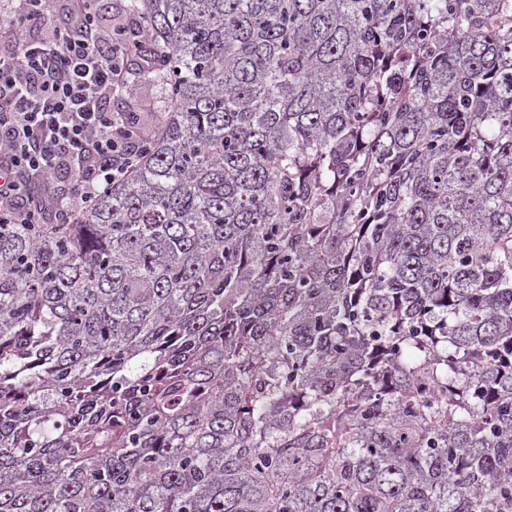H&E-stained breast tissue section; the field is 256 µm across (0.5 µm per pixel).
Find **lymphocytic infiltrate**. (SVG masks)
Returning <instances> with one entry per match:
<instances>
[{
  "instance_id": "f902f5d3",
  "label": "lymphocytic infiltrate",
  "mask_w": 512,
  "mask_h": 512,
  "mask_svg": "<svg viewBox=\"0 0 512 512\" xmlns=\"http://www.w3.org/2000/svg\"><path fill=\"white\" fill-rule=\"evenodd\" d=\"M10 2L0 22V210L12 224L74 219L139 164L133 123L109 108L138 80L125 66L132 45L119 36L123 21L101 25L96 0ZM58 7L66 22L34 37Z\"/></svg>"
}]
</instances>
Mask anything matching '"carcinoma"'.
Wrapping results in <instances>:
<instances>
[{
    "instance_id": "carcinoma-1",
    "label": "carcinoma",
    "mask_w": 512,
    "mask_h": 512,
    "mask_svg": "<svg viewBox=\"0 0 512 512\" xmlns=\"http://www.w3.org/2000/svg\"><path fill=\"white\" fill-rule=\"evenodd\" d=\"M161 113L0 223V512H512V0H136Z\"/></svg>"
}]
</instances>
